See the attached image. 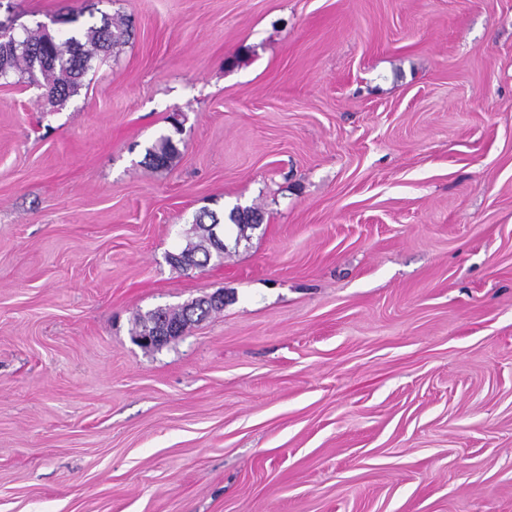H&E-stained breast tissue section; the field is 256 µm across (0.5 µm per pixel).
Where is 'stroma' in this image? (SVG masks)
<instances>
[{
  "mask_svg": "<svg viewBox=\"0 0 512 512\" xmlns=\"http://www.w3.org/2000/svg\"><path fill=\"white\" fill-rule=\"evenodd\" d=\"M67 13L134 33L0 78V512H512V0H0ZM178 148L170 135H162L146 150L145 159L155 167L168 166L177 156ZM227 219L238 229V235L244 236V232L248 228H254L262 223V215L260 211L254 207L235 206L231 209ZM237 235V236H238ZM224 224V214L219 216L215 212L202 211L193 224L195 240H190L178 254L169 255L170 262L187 270L207 265L213 256L223 259L224 250L217 251V240H222L217 232L223 228L224 233ZM223 308L224 292L220 291L208 297L195 299L177 309H157L141 315L138 318L135 333L141 342L156 345L159 348L171 339L181 336L191 325L203 320L212 311ZM158 334L165 337H158ZM147 337L149 340L146 339Z\"/></svg>",
  "mask_w": 512,
  "mask_h": 512,
  "instance_id": "1",
  "label": "stroma"
}]
</instances>
